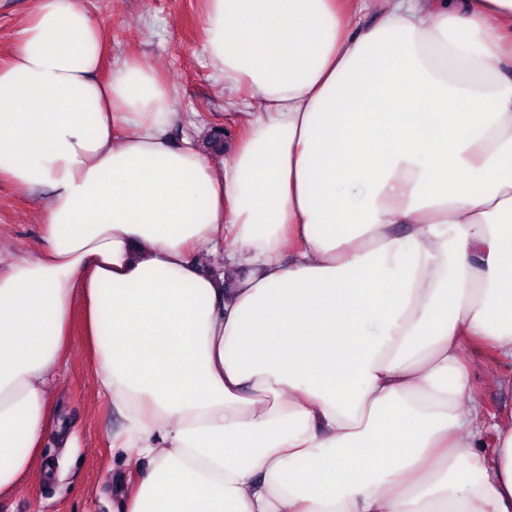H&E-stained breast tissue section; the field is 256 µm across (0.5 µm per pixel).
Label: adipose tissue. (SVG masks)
Instances as JSON below:
<instances>
[{
	"label": "adipose tissue",
	"mask_w": 512,
	"mask_h": 512,
	"mask_svg": "<svg viewBox=\"0 0 512 512\" xmlns=\"http://www.w3.org/2000/svg\"><path fill=\"white\" fill-rule=\"evenodd\" d=\"M233 152L172 147L177 93L35 0L0 63V179L43 246L0 273V499L42 456L82 317L133 465L124 512H512V0H206ZM223 253L248 276L199 270ZM497 454L476 451L486 430ZM461 356L467 366L473 394L485 411L490 415L512 416V386L489 385L486 381L487 373L494 367L491 353L482 347L465 343L461 348Z\"/></svg>",
	"instance_id": "ef3b65f1"
}]
</instances>
